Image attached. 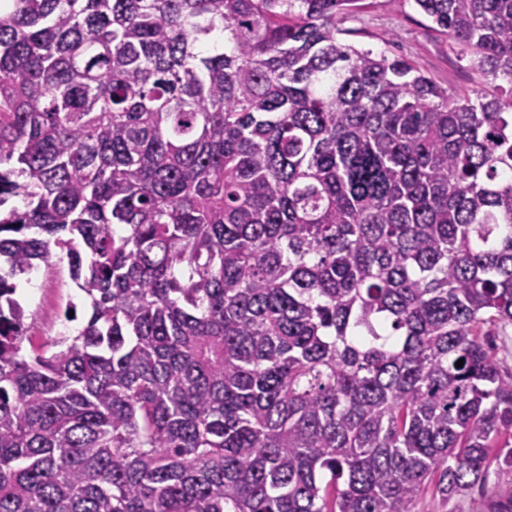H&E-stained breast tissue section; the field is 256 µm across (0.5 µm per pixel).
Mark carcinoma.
Masks as SVG:
<instances>
[{
  "mask_svg": "<svg viewBox=\"0 0 512 512\" xmlns=\"http://www.w3.org/2000/svg\"><path fill=\"white\" fill-rule=\"evenodd\" d=\"M353 2L0 13V512H419L512 473V0H414L471 96L341 42ZM54 258L90 314L36 345L16 278Z\"/></svg>",
  "mask_w": 512,
  "mask_h": 512,
  "instance_id": "1",
  "label": "carcinoma"
}]
</instances>
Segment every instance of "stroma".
Listing matches in <instances>:
<instances>
[{"instance_id": "obj_1", "label": "stroma", "mask_w": 512, "mask_h": 512, "mask_svg": "<svg viewBox=\"0 0 512 512\" xmlns=\"http://www.w3.org/2000/svg\"><path fill=\"white\" fill-rule=\"evenodd\" d=\"M338 26L341 41L405 58L441 87L468 93L484 84L482 76L413 0H354L339 15ZM42 274V288L26 305L25 325L36 342L54 337L64 321L67 303L79 296L66 265L43 268Z\"/></svg>"}]
</instances>
